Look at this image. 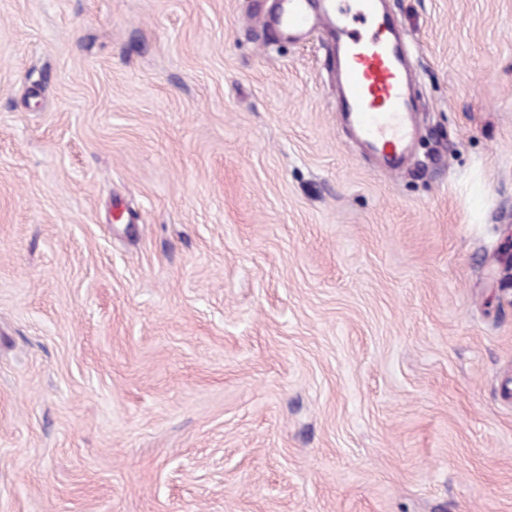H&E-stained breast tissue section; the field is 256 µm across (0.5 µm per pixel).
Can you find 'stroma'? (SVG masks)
I'll return each mask as SVG.
<instances>
[{
	"label": "stroma",
	"instance_id": "35a3bbf8",
	"mask_svg": "<svg viewBox=\"0 0 512 512\" xmlns=\"http://www.w3.org/2000/svg\"><path fill=\"white\" fill-rule=\"evenodd\" d=\"M363 156L275 0H0V512H512V0H387Z\"/></svg>",
	"mask_w": 512,
	"mask_h": 512
}]
</instances>
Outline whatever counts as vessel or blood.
I'll return each instance as SVG.
<instances>
[{
	"mask_svg": "<svg viewBox=\"0 0 512 512\" xmlns=\"http://www.w3.org/2000/svg\"><path fill=\"white\" fill-rule=\"evenodd\" d=\"M278 28L296 37L326 29L338 61V110L356 140L398 171L409 151L416 109L410 67L393 19L380 0H282Z\"/></svg>",
	"mask_w": 512,
	"mask_h": 512,
	"instance_id": "1",
	"label": "vessel or blood"
}]
</instances>
